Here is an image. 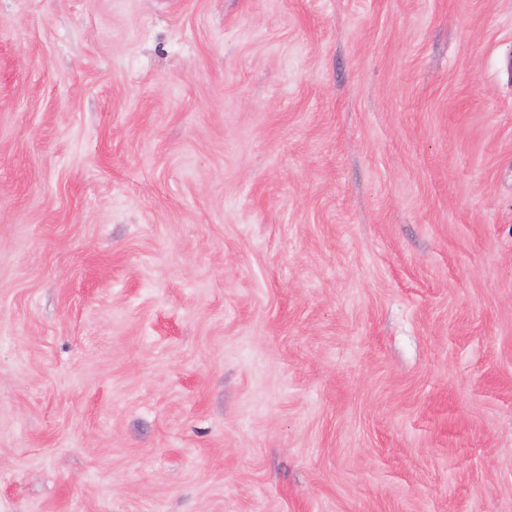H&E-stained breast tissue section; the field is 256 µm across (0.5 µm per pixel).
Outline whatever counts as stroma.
Segmentation results:
<instances>
[{"label":"stroma","mask_w":512,"mask_h":512,"mask_svg":"<svg viewBox=\"0 0 512 512\" xmlns=\"http://www.w3.org/2000/svg\"><path fill=\"white\" fill-rule=\"evenodd\" d=\"M0 512H512V0H0Z\"/></svg>","instance_id":"obj_1"}]
</instances>
